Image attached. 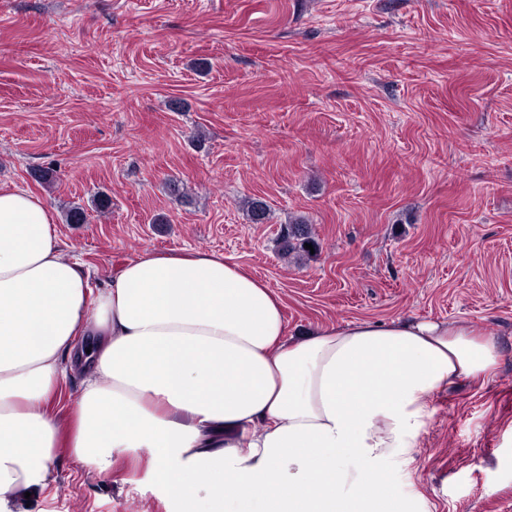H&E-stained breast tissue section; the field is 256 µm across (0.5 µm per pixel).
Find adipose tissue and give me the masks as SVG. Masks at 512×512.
<instances>
[{
	"label": "adipose tissue",
	"instance_id": "obj_1",
	"mask_svg": "<svg viewBox=\"0 0 512 512\" xmlns=\"http://www.w3.org/2000/svg\"><path fill=\"white\" fill-rule=\"evenodd\" d=\"M90 278L50 206L0 186V512L55 482L64 443L100 470L150 449L175 512H431L394 471L416 463L435 395L500 358L490 338L409 319L287 336L279 296L205 251ZM72 372L65 430L51 404Z\"/></svg>",
	"mask_w": 512,
	"mask_h": 512
}]
</instances>
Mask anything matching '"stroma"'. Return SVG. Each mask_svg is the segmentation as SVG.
Wrapping results in <instances>:
<instances>
[{"mask_svg":"<svg viewBox=\"0 0 512 512\" xmlns=\"http://www.w3.org/2000/svg\"><path fill=\"white\" fill-rule=\"evenodd\" d=\"M0 184L54 210L95 289L146 250L215 252L292 337L400 318L493 336L498 365L436 395L398 486L512 512V0H0ZM291 220L317 255L280 256ZM149 459L58 451L29 512H170Z\"/></svg>","mask_w":512,"mask_h":512,"instance_id":"obj_1","label":"stroma"}]
</instances>
